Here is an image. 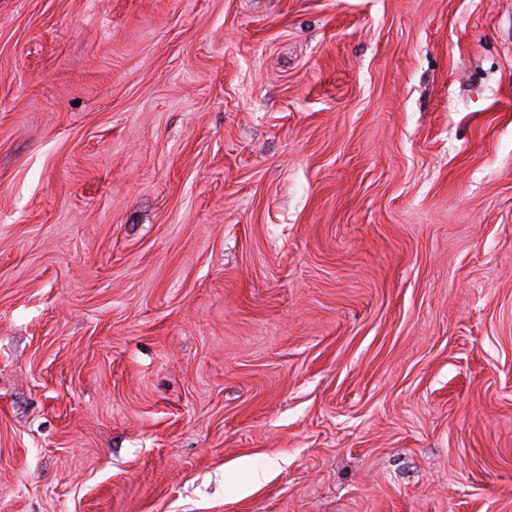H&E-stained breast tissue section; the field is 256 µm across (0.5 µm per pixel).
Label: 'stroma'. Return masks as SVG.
<instances>
[{"label":"stroma","mask_w":512,"mask_h":512,"mask_svg":"<svg viewBox=\"0 0 512 512\" xmlns=\"http://www.w3.org/2000/svg\"><path fill=\"white\" fill-rule=\"evenodd\" d=\"M0 512H512V0H0Z\"/></svg>","instance_id":"35a3bbf8"}]
</instances>
